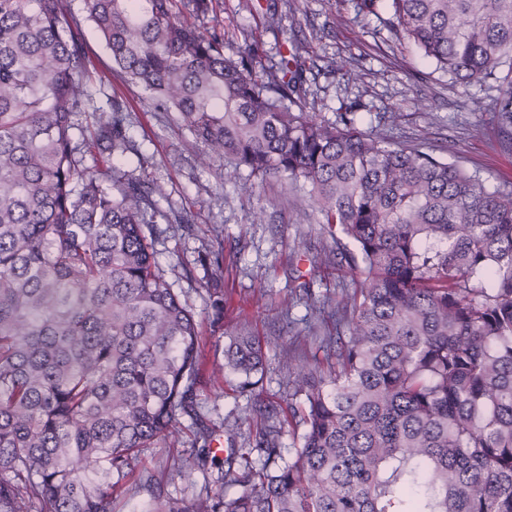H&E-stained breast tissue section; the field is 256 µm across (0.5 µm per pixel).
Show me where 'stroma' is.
I'll list each match as a JSON object with an SVG mask.
<instances>
[{
    "label": "stroma",
    "instance_id": "1",
    "mask_svg": "<svg viewBox=\"0 0 512 512\" xmlns=\"http://www.w3.org/2000/svg\"><path fill=\"white\" fill-rule=\"evenodd\" d=\"M258 0H216L205 21L224 34V52L254 46L256 68L276 60L275 45L302 44L317 113L333 117L352 107L364 129L417 144L474 171L492 187H512V141L486 106L498 84L463 86L426 62L412 42L391 26L386 10L362 13L356 0H277L281 26L266 28ZM344 58L353 75L330 72L327 60ZM125 101L133 149L119 166L145 183L163 187L168 207L187 212V224L166 225L154 244L164 278L200 323L203 363L201 411L216 427L234 423L247 399L224 370L226 332L247 323L264 344L263 372L255 389L261 400L288 403L289 359L304 356L325 364L328 352L308 330L319 327L315 303L333 309L343 292L358 285L347 270L318 267L320 254L335 251L308 190L284 176L259 181L231 177L223 159L205 158L174 112H159L138 85L113 80L94 104L108 96ZM263 223H254L256 212ZM224 282V317L214 321L206 284L215 272Z\"/></svg>",
    "mask_w": 512,
    "mask_h": 512
}]
</instances>
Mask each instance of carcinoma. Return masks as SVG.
Segmentation results:
<instances>
[{"mask_svg":"<svg viewBox=\"0 0 512 512\" xmlns=\"http://www.w3.org/2000/svg\"><path fill=\"white\" fill-rule=\"evenodd\" d=\"M214 0H85L112 72L176 112L232 173L308 188L352 242L359 286L327 315L335 362L288 368L293 401L246 408L253 446L224 429L228 497L204 480L166 496L141 464L187 417L199 447L166 457L207 475L216 430L201 415L200 327L160 274L159 185L112 163L130 145L126 104L109 98L90 137L94 82L79 22L62 0H0V512H112L131 478L152 512H512V190L419 147L361 129L351 108L319 116L303 46L284 41L258 76L255 50L224 53L201 20ZM451 79H490L489 112L512 131V0H357ZM96 148L94 170L76 154ZM207 293L224 313V289ZM224 368L253 392L260 340L227 336ZM303 432L282 447L284 426Z\"/></svg>","mask_w":512,"mask_h":512,"instance_id":"cac0c4a2","label":"carcinoma"}]
</instances>
